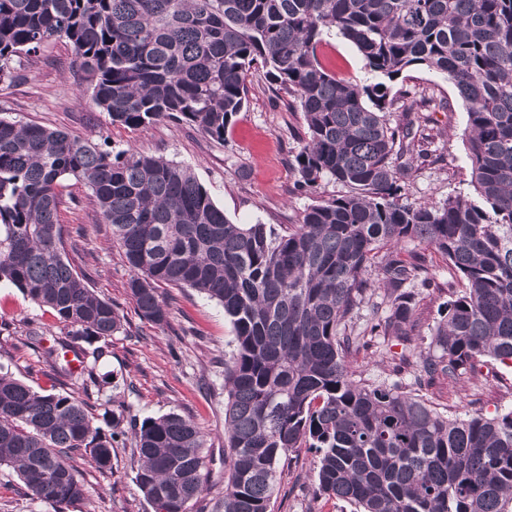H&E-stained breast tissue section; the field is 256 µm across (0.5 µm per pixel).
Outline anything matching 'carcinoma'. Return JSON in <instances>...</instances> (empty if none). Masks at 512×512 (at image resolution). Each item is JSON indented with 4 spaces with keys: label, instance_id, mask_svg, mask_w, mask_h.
Wrapping results in <instances>:
<instances>
[{
    "label": "carcinoma",
    "instance_id": "1",
    "mask_svg": "<svg viewBox=\"0 0 512 512\" xmlns=\"http://www.w3.org/2000/svg\"><path fill=\"white\" fill-rule=\"evenodd\" d=\"M336 30L378 81L340 79L320 61ZM52 40L72 44L91 100L114 123L164 120L224 140L249 102L253 65L293 98L306 132L291 161L295 187L337 182L346 192L278 230L235 224L191 170L90 139L0 117V284L49 308L66 336L43 346L56 375L85 395L112 385L85 362L122 329L64 252L57 219L67 182L83 184L129 267L127 288L144 321L162 327L161 288L218 301L235 332L224 363V499L219 512H271L281 460L314 452L321 495L351 512H512V408L466 419L418 391L454 383L493 361L512 368V0H0V82L12 63ZM414 66L446 76L467 114L474 195L402 202V183L432 137L391 112L449 102L390 82ZM440 254L463 288L418 353L413 382L352 379L347 355L380 336H418L425 257ZM377 268V280L366 277ZM367 307L356 331L353 315ZM81 360L74 372L65 361ZM120 420L98 423L73 392H42L0 372V465L28 496L55 506L84 496L73 458L112 468ZM135 481L154 512H192L207 489L204 438L178 413L134 427Z\"/></svg>",
    "mask_w": 512,
    "mask_h": 512
}]
</instances>
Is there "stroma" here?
Here are the masks:
<instances>
[{"label": "stroma", "instance_id": "stroma-1", "mask_svg": "<svg viewBox=\"0 0 512 512\" xmlns=\"http://www.w3.org/2000/svg\"><path fill=\"white\" fill-rule=\"evenodd\" d=\"M323 64L337 77L367 83L373 76L357 48L337 35H324ZM19 81L0 82V115L34 121L105 143L112 152L128 148L162 156L190 167L217 205L236 224H295L318 201L342 194L340 184H323L312 194L293 191L295 174L288 163L291 151L305 134L302 112L277 99L263 70H256L247 107L217 142L195 127L176 122L131 129L112 123L96 108L87 90L71 45H46L38 56L15 61ZM450 101L451 111L430 112L426 128L434 136V151L404 187L405 203L439 202L457 194L472 195L471 167L465 136V108L447 79L416 66L397 80ZM59 221L69 230L66 255L99 297L111 300L123 317V329L108 339L96 364L114 377L115 389L95 395L89 405L95 415L121 414L130 428L149 417L177 412L190 417L205 436L206 467L213 485L201 512H213L224 494V361L234 350V332L221 305L190 288H168L169 323L156 327L143 321L128 295V268L112 242L110 225L98 221L91 206L62 205ZM433 277L417 304L422 337H429L448 300V266L426 252ZM48 334L65 333L51 310L30 300L8 284L0 285V369L35 390L50 389L55 379L41 357L26 347L28 324ZM427 398L444 414L467 417L475 411L512 407V368L484 370L448 385L438 383ZM85 494L60 512H153L135 482L131 451L119 449L112 466L101 469L89 459L78 462ZM0 512H59L50 504L31 500L16 472L0 467ZM273 512H349L343 501L315 493L313 455L299 448L289 456L274 497Z\"/></svg>", "mask_w": 512, "mask_h": 512}]
</instances>
